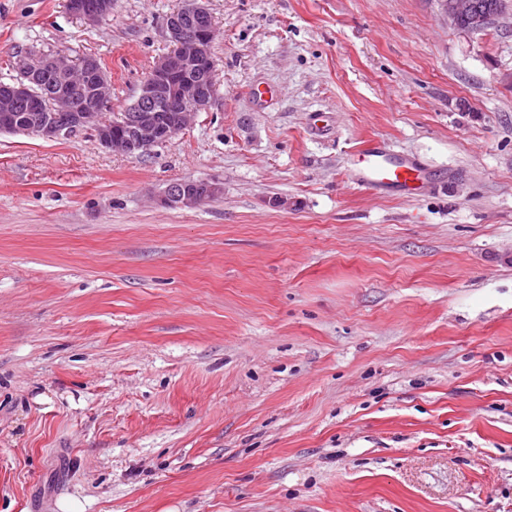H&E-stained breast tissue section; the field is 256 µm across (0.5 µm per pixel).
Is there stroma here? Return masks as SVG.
I'll use <instances>...</instances> for the list:
<instances>
[{
    "label": "stroma",
    "mask_w": 512,
    "mask_h": 512,
    "mask_svg": "<svg viewBox=\"0 0 512 512\" xmlns=\"http://www.w3.org/2000/svg\"><path fill=\"white\" fill-rule=\"evenodd\" d=\"M65 4L0 0V80L89 53L123 111L181 0ZM206 5L221 99L167 142L0 132V512H512V11ZM371 139L434 188L353 184ZM70 14L89 25H99L112 16V0H69ZM473 1L480 8H484L486 2L491 0H439L448 20L452 21L455 25H458L463 19L469 20L470 29L473 31H480L487 25L492 24L505 11V7L498 5L497 2H492L484 14L474 15ZM458 27L464 31H470L466 21H462ZM221 193L222 187L217 182L184 179L169 184L159 201L169 207L191 209L213 201Z\"/></svg>",
    "instance_id": "obj_1"
}]
</instances>
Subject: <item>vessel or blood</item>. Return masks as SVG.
I'll use <instances>...</instances> for the list:
<instances>
[{"label":"vessel or blood","instance_id":"b4317fda","mask_svg":"<svg viewBox=\"0 0 512 512\" xmlns=\"http://www.w3.org/2000/svg\"><path fill=\"white\" fill-rule=\"evenodd\" d=\"M347 174L358 186L370 190H394L409 196L417 193L429 179L427 170L416 160L389 153L370 142L353 156Z\"/></svg>","mask_w":512,"mask_h":512}]
</instances>
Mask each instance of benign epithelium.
I'll use <instances>...</instances> for the list:
<instances>
[{
    "label": "benign epithelium",
    "instance_id": "benign-epithelium-1",
    "mask_svg": "<svg viewBox=\"0 0 512 512\" xmlns=\"http://www.w3.org/2000/svg\"><path fill=\"white\" fill-rule=\"evenodd\" d=\"M448 20L470 22L480 31L501 16L505 7L495 2L483 14H474L473 0H439ZM69 13L89 25L112 17V0H67ZM165 28L172 50L158 57L143 79L134 102L118 119L108 123L100 110L112 104V78L102 64L91 58L77 59L59 49L50 55L14 53L13 68L24 80L0 90V122L3 130L19 128L13 112L25 107L22 131L46 139H57L89 131L114 154L140 156L166 142L185 128L198 112H209L218 104L217 86L210 82L214 68L212 42L215 27L204 0H184L167 16ZM51 71L57 84L42 104L33 75ZM172 113V122L162 124L157 113ZM222 193L217 182L184 179L167 186L160 203L169 207L197 208Z\"/></svg>",
    "mask_w": 512,
    "mask_h": 512
}]
</instances>
